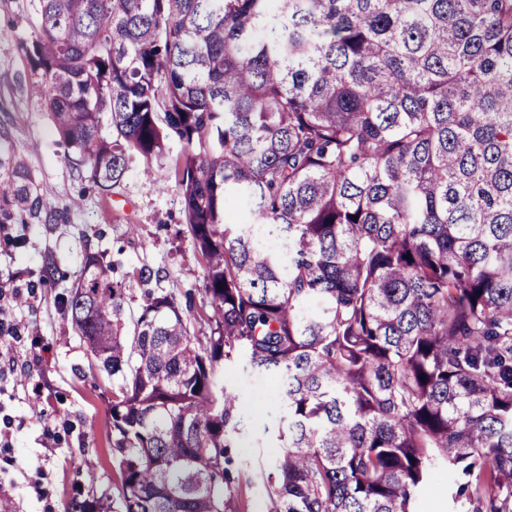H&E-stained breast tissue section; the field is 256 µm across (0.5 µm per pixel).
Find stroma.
Wrapping results in <instances>:
<instances>
[{
	"label": "stroma",
	"instance_id": "stroma-1",
	"mask_svg": "<svg viewBox=\"0 0 512 512\" xmlns=\"http://www.w3.org/2000/svg\"><path fill=\"white\" fill-rule=\"evenodd\" d=\"M37 23L36 0H0V155L26 161L45 206L41 221L0 232V319L17 329L15 337L0 339V488L15 512H62L78 490L115 500L121 494L110 441L112 382L58 304L85 250L103 253L119 283L144 265L159 270L161 288L190 306L193 335L207 332L203 317L211 306L174 183L179 143H170L151 176L136 161L119 185L93 186L32 93L35 76L22 45ZM75 198L80 207H71ZM17 292L27 306L14 305ZM220 379L237 389L247 422L235 450L241 467L271 466L278 451L267 430L280 417L279 384L238 358L225 364ZM88 458L94 469L85 468Z\"/></svg>",
	"mask_w": 512,
	"mask_h": 512
}]
</instances>
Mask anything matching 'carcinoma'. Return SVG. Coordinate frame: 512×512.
<instances>
[{"label":"carcinoma","instance_id":"obj_1","mask_svg":"<svg viewBox=\"0 0 512 512\" xmlns=\"http://www.w3.org/2000/svg\"><path fill=\"white\" fill-rule=\"evenodd\" d=\"M36 11L33 92L97 187L181 144L175 186L211 300L194 336L142 266L132 315L91 250L60 298L112 378L119 512H240L238 395L219 380L233 354L282 383L281 452L254 473L267 512H415L442 470L457 512H512V0ZM42 210L8 159L0 224ZM63 512L112 501L76 494Z\"/></svg>","mask_w":512,"mask_h":512}]
</instances>
